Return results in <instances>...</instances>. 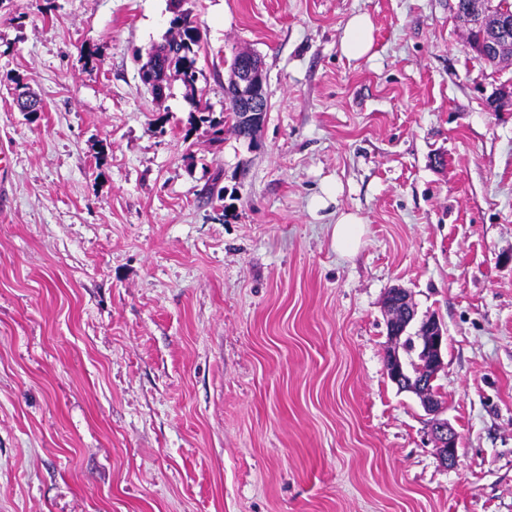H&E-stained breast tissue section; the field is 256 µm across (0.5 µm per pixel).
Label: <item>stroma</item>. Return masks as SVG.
I'll list each match as a JSON object with an SVG mask.
<instances>
[{"label":"stroma","instance_id":"obj_1","mask_svg":"<svg viewBox=\"0 0 512 512\" xmlns=\"http://www.w3.org/2000/svg\"><path fill=\"white\" fill-rule=\"evenodd\" d=\"M453 3L183 0L211 112L263 62L260 128L217 143L139 77L170 0H0V512H512V65ZM394 286L448 336L450 468L387 376ZM373 31V22L368 15H352L347 20L341 37L342 52L355 60L367 56L373 47ZM364 232L362 219L353 212H340L332 228V240L336 250L342 254L354 253Z\"/></svg>","mask_w":512,"mask_h":512}]
</instances>
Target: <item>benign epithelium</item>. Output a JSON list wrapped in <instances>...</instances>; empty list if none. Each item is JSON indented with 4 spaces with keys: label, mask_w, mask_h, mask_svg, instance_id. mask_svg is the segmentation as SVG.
Segmentation results:
<instances>
[{
    "label": "benign epithelium",
    "mask_w": 512,
    "mask_h": 512,
    "mask_svg": "<svg viewBox=\"0 0 512 512\" xmlns=\"http://www.w3.org/2000/svg\"><path fill=\"white\" fill-rule=\"evenodd\" d=\"M470 23L489 24L491 39L485 45L473 49L476 59L491 65L499 45L512 42V17L506 14H492L488 6L480 3L470 10ZM262 81V64L250 54L233 72L228 88L234 96L243 119L255 123L258 115L266 111V105L256 94L257 85ZM388 312L390 350L386 358L388 378L403 391L416 394L424 410L434 416L432 436L437 457L444 467H452L458 457V436L448 422L437 418L442 412L443 402L431 385L443 366V353L447 343L442 323L435 317L425 320L421 326L419 343L414 346V356L405 358L402 339L415 320L416 310L409 293L402 288H393L386 296Z\"/></svg>",
    "instance_id": "benign-epithelium-1"
}]
</instances>
